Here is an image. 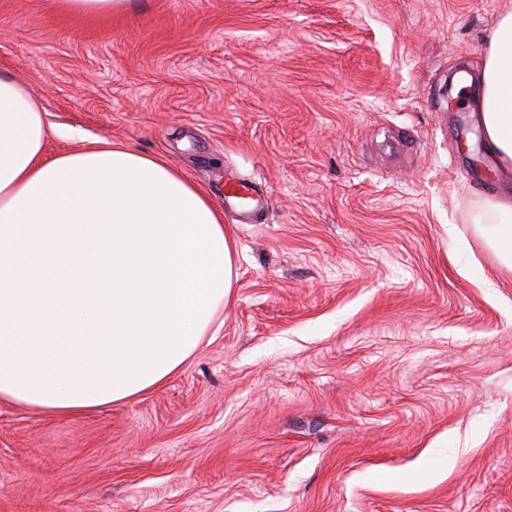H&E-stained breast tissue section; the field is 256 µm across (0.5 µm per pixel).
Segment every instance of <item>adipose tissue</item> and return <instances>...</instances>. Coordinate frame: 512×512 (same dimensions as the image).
<instances>
[{
	"mask_svg": "<svg viewBox=\"0 0 512 512\" xmlns=\"http://www.w3.org/2000/svg\"><path fill=\"white\" fill-rule=\"evenodd\" d=\"M477 101L512 175V13ZM44 118L0 75V400L66 416L131 400L179 370L233 297L236 243L207 195L122 144L43 161ZM489 245L512 268V204Z\"/></svg>",
	"mask_w": 512,
	"mask_h": 512,
	"instance_id": "obj_1",
	"label": "adipose tissue"
}]
</instances>
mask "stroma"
Segmentation results:
<instances>
[{
    "label": "stroma",
    "instance_id": "1",
    "mask_svg": "<svg viewBox=\"0 0 512 512\" xmlns=\"http://www.w3.org/2000/svg\"><path fill=\"white\" fill-rule=\"evenodd\" d=\"M0 0L46 158L119 141L200 187L234 296L185 365L54 417L0 401V512H512V197L449 105L512 0ZM242 183L259 223L224 201ZM60 9L89 15L126 12L135 4L132 0H55ZM494 224L490 231L489 245L499 262L512 268V204L496 201L488 204Z\"/></svg>",
    "mask_w": 512,
    "mask_h": 512
}]
</instances>
